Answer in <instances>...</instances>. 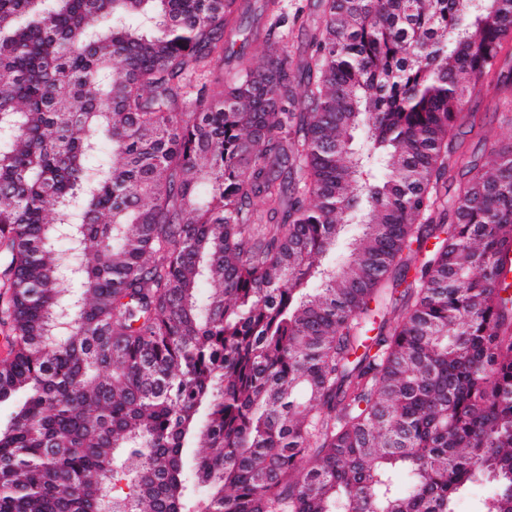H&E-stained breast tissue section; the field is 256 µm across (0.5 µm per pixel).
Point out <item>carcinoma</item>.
Wrapping results in <instances>:
<instances>
[{
  "instance_id": "cac0c4a2",
  "label": "carcinoma",
  "mask_w": 512,
  "mask_h": 512,
  "mask_svg": "<svg viewBox=\"0 0 512 512\" xmlns=\"http://www.w3.org/2000/svg\"><path fill=\"white\" fill-rule=\"evenodd\" d=\"M318 2L0 0V512H512V0ZM281 13L285 23L278 29L283 34L284 42L288 46V52L298 55L305 48L307 41L306 31L292 25V17L297 9H303L310 20H318L320 8L316 0H279ZM471 112H478L489 131L490 138L486 144L478 142V139L467 141L470 152L485 154L493 143H507L512 141V127L502 122L501 115L496 109V92L490 88L489 91L479 99H472L467 107Z\"/></svg>"
}]
</instances>
